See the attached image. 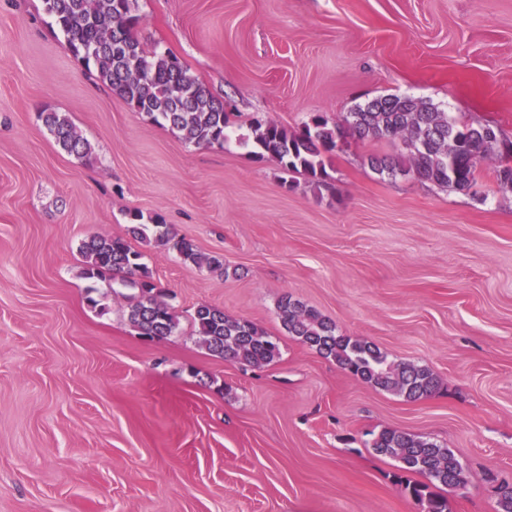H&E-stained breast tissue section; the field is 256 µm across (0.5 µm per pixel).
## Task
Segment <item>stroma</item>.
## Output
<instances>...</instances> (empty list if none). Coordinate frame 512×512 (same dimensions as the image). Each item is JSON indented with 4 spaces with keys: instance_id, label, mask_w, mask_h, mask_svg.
<instances>
[{
    "instance_id": "1",
    "label": "stroma",
    "mask_w": 512,
    "mask_h": 512,
    "mask_svg": "<svg viewBox=\"0 0 512 512\" xmlns=\"http://www.w3.org/2000/svg\"><path fill=\"white\" fill-rule=\"evenodd\" d=\"M137 37L169 51L230 122L295 130L394 94L512 138V0H137ZM64 114L93 156L43 126ZM347 137L326 187L285 183L236 142H184L113 95L43 0H0V512H420L367 434H422L469 475L451 512H497L512 484V191L477 194L368 165ZM162 218L231 276L148 247L178 328L144 340L126 301L82 276L87 236ZM291 295L441 392L408 402L285 334ZM201 304L279 337L251 368L196 342Z\"/></svg>"
}]
</instances>
